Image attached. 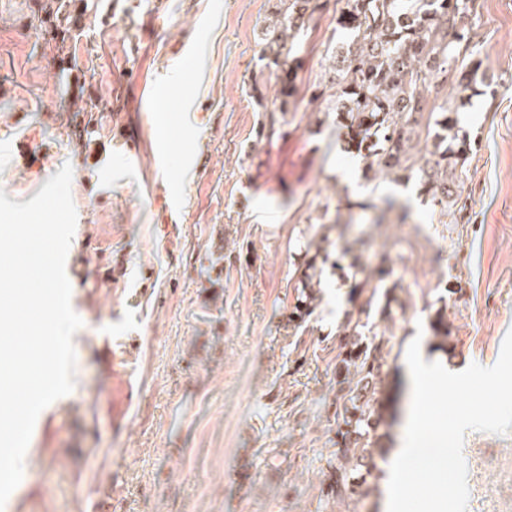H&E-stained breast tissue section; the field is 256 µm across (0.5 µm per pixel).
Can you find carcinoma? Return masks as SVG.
<instances>
[{
	"label": "carcinoma",
	"mask_w": 512,
	"mask_h": 512,
	"mask_svg": "<svg viewBox=\"0 0 512 512\" xmlns=\"http://www.w3.org/2000/svg\"><path fill=\"white\" fill-rule=\"evenodd\" d=\"M324 0H277L273 19L262 31L261 59L280 82L279 104L270 109L268 138L276 132V113L287 111L295 92L294 47ZM348 34L331 54L335 79L336 123L344 130L343 148L361 157L365 177L407 184L430 198L440 213L457 222L459 181L471 151L460 125L462 93L473 89L464 76L450 95L448 108L429 113L426 143L413 153V136L422 110L426 84L453 67L477 70L480 61H466L471 42L466 0H349L337 18ZM367 324L346 315L336 355V450L326 459L327 495L357 500L368 495L356 473L383 451L385 408L378 393L390 351L366 334ZM433 335L447 344L450 331L445 307L436 309Z\"/></svg>",
	"instance_id": "cac0c4a2"
}]
</instances>
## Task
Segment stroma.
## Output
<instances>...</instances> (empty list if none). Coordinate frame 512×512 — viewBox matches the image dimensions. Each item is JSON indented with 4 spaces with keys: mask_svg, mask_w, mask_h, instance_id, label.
Wrapping results in <instances>:
<instances>
[{
    "mask_svg": "<svg viewBox=\"0 0 512 512\" xmlns=\"http://www.w3.org/2000/svg\"><path fill=\"white\" fill-rule=\"evenodd\" d=\"M41 2L0 0V189L28 202L71 164L83 325L75 387L40 413L0 512H386L384 455L366 498L325 494L339 329L369 298L350 265L393 270L391 315L370 316L396 355L379 393L396 400L392 449L411 405L401 356L415 335L439 352L438 299L449 371L494 366L512 330V0L469 16L482 78L459 113L472 152L454 224L344 151L326 53L339 0L269 139L279 85L259 55L275 0H67L62 43L36 28ZM387 196L408 223H336ZM311 242L329 258L296 320ZM463 457L467 512H512V432H467Z\"/></svg>",
    "mask_w": 512,
    "mask_h": 512,
    "instance_id": "35a3bbf8",
    "label": "stroma"
}]
</instances>
